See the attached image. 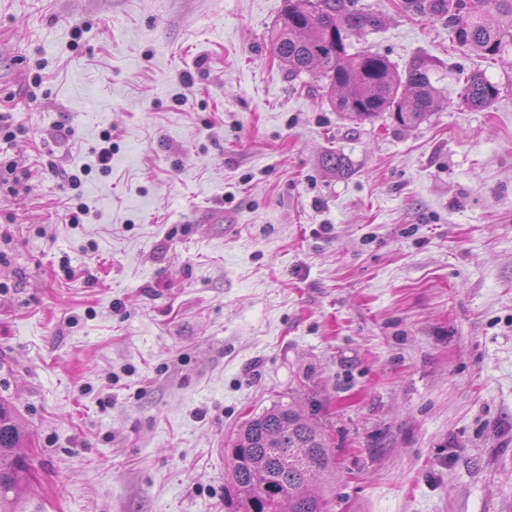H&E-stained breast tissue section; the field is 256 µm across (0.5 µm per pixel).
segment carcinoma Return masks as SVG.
Masks as SVG:
<instances>
[{
  "label": "carcinoma",
  "instance_id": "1",
  "mask_svg": "<svg viewBox=\"0 0 512 512\" xmlns=\"http://www.w3.org/2000/svg\"><path fill=\"white\" fill-rule=\"evenodd\" d=\"M403 6L432 19L448 21L459 47L485 59L512 50V0H403ZM378 15L358 0H285L273 33L275 57L288 74L316 73L330 104L350 120L372 121L389 113L407 128L423 123L438 106L430 74L432 61L413 59L403 72L376 53L348 52L342 32L377 29ZM499 88L484 73L471 72L462 102L486 109ZM337 174L352 166L340 152L322 156ZM226 500L230 512H331L321 475L335 476L333 452L318 424L293 404L279 403L246 421L230 449ZM30 463L15 413L0 400V512H19L29 481Z\"/></svg>",
  "mask_w": 512,
  "mask_h": 512
}]
</instances>
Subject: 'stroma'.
I'll use <instances>...</instances> for the list:
<instances>
[{"mask_svg":"<svg viewBox=\"0 0 512 512\" xmlns=\"http://www.w3.org/2000/svg\"><path fill=\"white\" fill-rule=\"evenodd\" d=\"M359 5L383 24L351 50L434 64L417 127L353 123L291 78L284 0H0L23 512H224L226 448L281 401L327 434L333 512H512V53ZM474 70L500 94L472 111Z\"/></svg>","mask_w":512,"mask_h":512,"instance_id":"stroma-1","label":"stroma"}]
</instances>
